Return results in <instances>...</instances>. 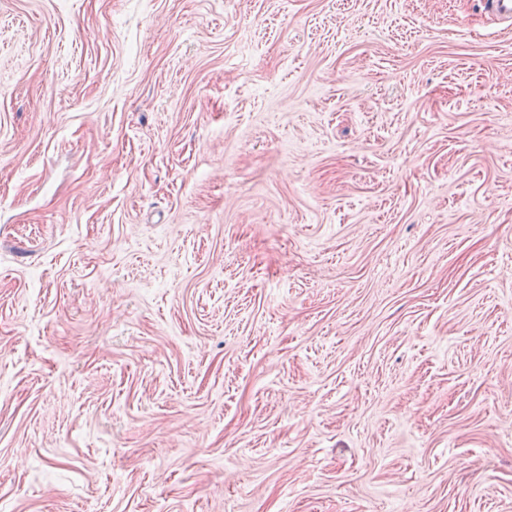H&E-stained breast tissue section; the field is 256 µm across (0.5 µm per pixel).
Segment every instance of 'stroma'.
Here are the masks:
<instances>
[{"instance_id":"stroma-1","label":"stroma","mask_w":512,"mask_h":512,"mask_svg":"<svg viewBox=\"0 0 512 512\" xmlns=\"http://www.w3.org/2000/svg\"><path fill=\"white\" fill-rule=\"evenodd\" d=\"M0 512H512V20L0 0Z\"/></svg>"}]
</instances>
